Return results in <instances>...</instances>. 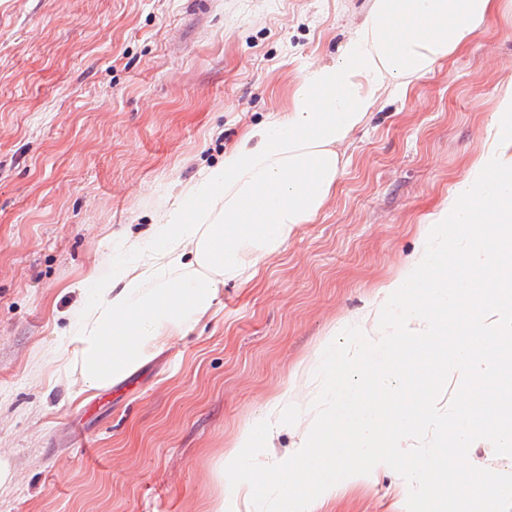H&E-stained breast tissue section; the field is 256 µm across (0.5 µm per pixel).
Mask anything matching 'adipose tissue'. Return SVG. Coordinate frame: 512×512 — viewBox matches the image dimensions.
Returning a JSON list of instances; mask_svg holds the SVG:
<instances>
[{
  "label": "adipose tissue",
  "mask_w": 512,
  "mask_h": 512,
  "mask_svg": "<svg viewBox=\"0 0 512 512\" xmlns=\"http://www.w3.org/2000/svg\"><path fill=\"white\" fill-rule=\"evenodd\" d=\"M501 0H372L335 64L307 71L293 111L251 128L206 168L148 237H124L84 291L53 361L96 389L126 377L160 339L196 323L220 284L284 248L334 193L339 149L383 90L465 47Z\"/></svg>",
  "instance_id": "obj_1"
}]
</instances>
